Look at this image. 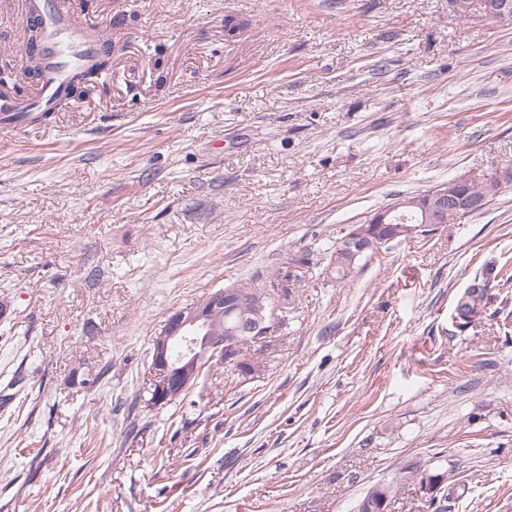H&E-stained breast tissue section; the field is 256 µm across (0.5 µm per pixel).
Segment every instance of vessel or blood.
Listing matches in <instances>:
<instances>
[{
	"mask_svg": "<svg viewBox=\"0 0 512 512\" xmlns=\"http://www.w3.org/2000/svg\"><path fill=\"white\" fill-rule=\"evenodd\" d=\"M31 3L44 31L40 47L44 77L29 106L45 109L59 102L76 73L94 64L100 39L76 20L61 0H31Z\"/></svg>",
	"mask_w": 512,
	"mask_h": 512,
	"instance_id": "1",
	"label": "vessel or blood"
}]
</instances>
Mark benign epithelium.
I'll list each match as a JSON object with an SVG mask.
<instances>
[{
  "label": "benign epithelium",
  "mask_w": 512,
  "mask_h": 512,
  "mask_svg": "<svg viewBox=\"0 0 512 512\" xmlns=\"http://www.w3.org/2000/svg\"><path fill=\"white\" fill-rule=\"evenodd\" d=\"M512 184V168L501 166L483 179L484 193L469 195L472 179L462 175L420 195L403 197L378 211L363 224H352L336 242L335 254L356 260H368L382 246L417 235H427L448 223V217L459 219L478 208L487 198L497 195ZM415 208L422 215L420 224H397L395 213ZM240 307L239 289L233 284L173 313L153 343L151 403L161 405L174 399L196 381L204 362L213 360L226 366L249 370L251 365L238 360L244 337L256 343L276 335L280 318L276 308L257 304L258 318L232 328L216 322L230 317Z\"/></svg>",
  "instance_id": "7a95c632"
}]
</instances>
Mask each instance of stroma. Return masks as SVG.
I'll use <instances>...</instances> for the list:
<instances>
[{
    "mask_svg": "<svg viewBox=\"0 0 512 512\" xmlns=\"http://www.w3.org/2000/svg\"><path fill=\"white\" fill-rule=\"evenodd\" d=\"M65 4L112 64L0 132V512H358L388 484V512H512V187L328 271L349 225L512 160V27L448 0ZM25 16L0 0L1 96L35 89ZM295 255L252 371L152 404L170 315ZM484 301V289L478 285H473L459 298L456 306V314L460 325L468 324L470 318L478 313L482 308Z\"/></svg>",
    "mask_w": 512,
    "mask_h": 512,
    "instance_id": "1",
    "label": "stroma"
}]
</instances>
